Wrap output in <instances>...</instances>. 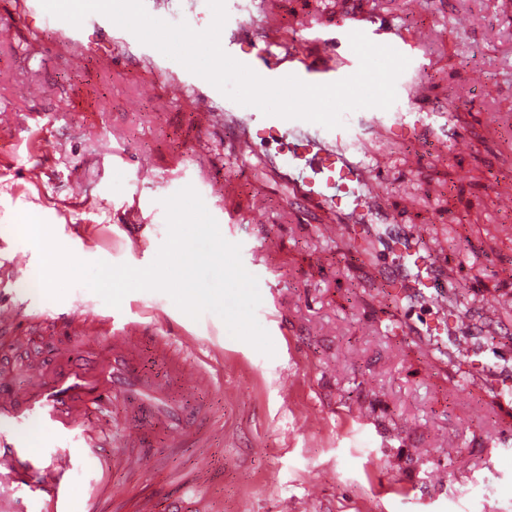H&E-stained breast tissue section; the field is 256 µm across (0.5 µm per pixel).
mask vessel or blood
Segmentation results:
<instances>
[{"instance_id": "obj_1", "label": "vessel or blood", "mask_w": 512, "mask_h": 512, "mask_svg": "<svg viewBox=\"0 0 512 512\" xmlns=\"http://www.w3.org/2000/svg\"><path fill=\"white\" fill-rule=\"evenodd\" d=\"M225 4L228 19L221 33L224 51L265 79L294 75L310 84H328L354 74L359 67L356 53L342 51L336 38L317 35L282 42L281 18L274 0H225ZM144 5L153 17L170 22L178 16L197 31L202 30L203 19L212 14L207 0H187L183 8L178 7L177 0H144ZM30 13L42 15L45 32L65 47V63L73 72L92 68L104 74L115 64L111 52L95 50L85 43L84 30L91 27L152 67L156 78L143 83L141 97L153 96L160 89L176 102L194 96L199 110L192 118L201 132L225 128L236 134L245 149L265 134L286 133L293 156L302 159L304 165L285 166L278 156H270L275 177L288 181L303 211L326 206L334 209L336 219L328 227L334 238L354 230L374 236L381 227L399 221L390 203L371 188L379 174L370 156L371 148L402 140L416 152L415 164L419 167L425 161L420 149L426 139L464 157L475 152L473 141L446 112L429 113L422 121L411 119L406 112L364 108L346 115L342 126L333 129L266 116L257 108H244L225 98L208 81L142 44L102 14H89L77 28L45 14L40 0H24L23 12L13 15L12 20L24 23ZM346 30L363 32L372 42L391 46L406 56L411 65L404 71L398 96L417 99L421 71L415 62L428 48L430 29L418 28L406 34L391 18L364 15L349 19ZM425 238V233L406 231L408 260L383 271L382 278L400 292L424 295L427 303L442 310L446 295L440 282L446 269L425 248ZM146 335L137 322L113 325L102 342L108 353V373H91L75 364V346L67 343L56 346L54 356L69 362L70 367L61 371L52 384L43 383V370L38 367L32 369V382L25 393H17L7 384L0 386V512H96L100 492L109 488L111 465L123 464L142 474L152 470L154 461L144 452V421L124 420L118 437L103 440L97 423L88 414L89 405L101 401V384L111 385L113 398L126 399L133 406L151 403L158 424L173 434L177 444L197 442L198 417L181 407L174 389H208L221 378L193 362L192 342H177L165 336L155 337L154 342L157 356L169 366V378L144 376L138 360ZM36 422L54 434L58 452L47 456L31 450V428ZM77 448L83 449L94 465V476L80 507L74 502L71 481L77 465L73 451Z\"/></svg>"}]
</instances>
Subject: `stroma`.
Wrapping results in <instances>:
<instances>
[{
    "label": "stroma",
    "instance_id": "stroma-1",
    "mask_svg": "<svg viewBox=\"0 0 512 512\" xmlns=\"http://www.w3.org/2000/svg\"><path fill=\"white\" fill-rule=\"evenodd\" d=\"M285 28L313 18L338 23L351 13L379 11L412 26H430L435 40L420 57L425 109L460 112L459 127L474 137L478 155L461 158L447 148L429 150L413 171L403 150L381 156L389 175L377 185L391 202L411 197L408 224L424 225L427 247L453 281L467 282L466 307L480 317L486 293L512 294V215L499 199L512 196V135L492 133L486 121L512 115V8L506 0H280ZM54 40L34 39L25 27L0 28V104L11 106L18 128L55 117L48 141L0 137V242L29 253L22 275L0 282V302L21 310L25 326L0 366L13 387L27 385V364L50 360L51 313L73 316L64 337L80 354L94 353L84 321L145 322L159 335L191 339L195 360L222 374L212 390L182 392L187 410H206L201 431L213 459L205 494L180 501V486L194 475L197 445H171L167 430L153 428L156 466L148 476L114 467L111 481L129 488L152 512H203L220 500L224 512H512V445L498 446L512 406L493 404L487 392L460 391L459 375L440 352L457 309L406 308L383 293L377 264L359 246L322 233L313 222L289 221L298 210L284 193L264 204L265 224H227L225 211L248 212L256 203V170L243 165L235 141L216 132L203 137L192 121L194 98L129 102L151 76L148 65L119 60L111 76H77L65 66ZM33 79L47 85L41 103L22 90ZM196 150L209 177L239 178L245 188L233 200L206 201L220 232L240 244L244 267L259 280L256 316L275 346L267 357L230 336L215 314L194 320L165 293L135 291L120 307L108 306L86 286H71L56 300L38 278L40 256L18 218L45 220L57 241L84 261L144 268L167 236V198L185 186L200 188L183 156ZM40 168L32 179L31 168ZM154 169V182L138 181L139 168ZM85 186L81 202L68 197L70 182ZM277 261L264 265V252ZM426 322L424 340L387 328L389 319ZM428 456H418V449Z\"/></svg>",
    "mask_w": 512,
    "mask_h": 512
}]
</instances>
